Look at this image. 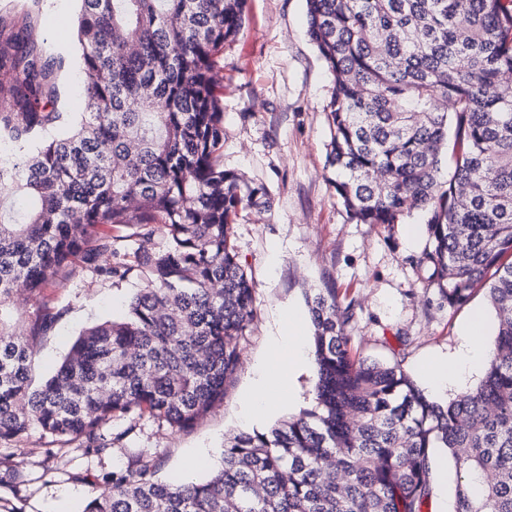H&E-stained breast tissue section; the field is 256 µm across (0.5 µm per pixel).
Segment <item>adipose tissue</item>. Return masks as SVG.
<instances>
[{
    "label": "adipose tissue",
    "mask_w": 512,
    "mask_h": 512,
    "mask_svg": "<svg viewBox=\"0 0 512 512\" xmlns=\"http://www.w3.org/2000/svg\"><path fill=\"white\" fill-rule=\"evenodd\" d=\"M272 345L274 356L258 368L254 387L243 402L242 412L246 417L256 418L268 413L273 394L287 390L292 374L305 367L310 359L301 322L296 315L286 316L285 333L274 337ZM482 356L480 341L473 339L464 345L454 360H429L424 364L423 372L435 388L442 389L460 380Z\"/></svg>",
    "instance_id": "adipose-tissue-1"
}]
</instances>
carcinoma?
I'll return each instance as SVG.
<instances>
[{
	"label": "carcinoma",
	"mask_w": 512,
	"mask_h": 512,
	"mask_svg": "<svg viewBox=\"0 0 512 512\" xmlns=\"http://www.w3.org/2000/svg\"><path fill=\"white\" fill-rule=\"evenodd\" d=\"M84 108L73 129L60 72L37 35L42 0L0 10V307L43 296L78 268L145 279L124 316L80 335L35 387L37 341L61 312L0 318V440L36 427L97 454L117 417L175 431L224 400L254 316L238 261L239 213L267 191L224 169L218 55L246 0H78ZM308 33L334 76L328 166L357 224L430 213L413 264L454 308L481 285L498 319L479 386L429 399L400 365L351 355V305L307 296L314 404L241 432L219 471L164 481L140 458L102 477L84 512H421L434 452L456 474L455 512H512V0H306ZM448 173L441 176V153ZM165 238L116 261L124 232Z\"/></svg>",
	"instance_id": "cac0c4a2"
}]
</instances>
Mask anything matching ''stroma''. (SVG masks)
Segmentation results:
<instances>
[{"instance_id":"1","label":"stroma","mask_w":512,"mask_h":512,"mask_svg":"<svg viewBox=\"0 0 512 512\" xmlns=\"http://www.w3.org/2000/svg\"><path fill=\"white\" fill-rule=\"evenodd\" d=\"M246 14L243 31L219 57L221 159L226 169L263 184L270 206L243 210L234 226L255 303L224 400L185 432L146 417L133 423L112 419L101 428L114 440L103 455L81 441L62 444L36 429L22 439L0 441V512H83L101 490L103 474L137 456L157 462L164 479L189 467L196 478H207L222 465L225 440L310 408L316 378L311 367L292 376L288 398L265 420L251 424L240 416L258 365L272 354L282 316L291 309L307 314L311 289L335 288L353 303L347 327L353 352L400 363L417 382L425 361L457 355L474 321L483 322L484 340L492 338L495 315L485 288L452 308L412 265L427 241L426 213L413 212L390 230L352 223L337 200L335 171L326 161L334 77L308 35L306 0H247ZM38 32L52 50H73L75 0H44ZM143 285L136 271L117 285L73 275L54 297L64 313L38 343L35 383L54 372L80 333L119 315Z\"/></svg>"}]
</instances>
